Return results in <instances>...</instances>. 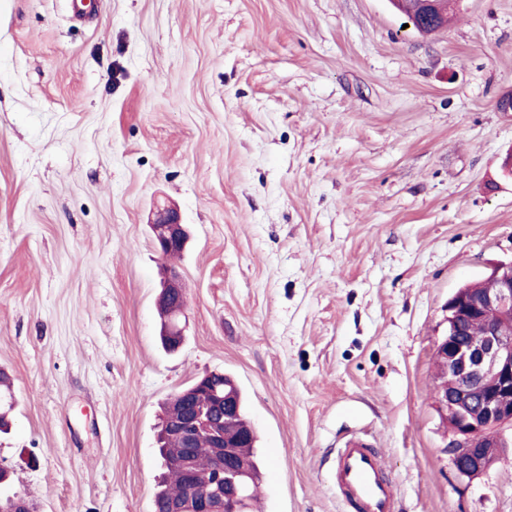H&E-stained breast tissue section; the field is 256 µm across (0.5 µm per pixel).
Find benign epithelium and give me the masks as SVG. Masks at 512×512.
<instances>
[{
    "label": "benign epithelium",
    "instance_id": "benign-epithelium-1",
    "mask_svg": "<svg viewBox=\"0 0 512 512\" xmlns=\"http://www.w3.org/2000/svg\"><path fill=\"white\" fill-rule=\"evenodd\" d=\"M406 18L418 20L414 30L429 26L448 12V0H388ZM161 254L184 249L188 233L173 208L155 214L150 224ZM486 287L474 292L457 289L448 299V331L435 345V357L449 385H436L435 404L448 425L453 467L461 478L474 480L488 470L487 461L509 447L504 430L512 428V261L501 263L483 279ZM163 292L179 298L184 289L174 269L166 272ZM475 321L484 325L478 338L469 336ZM212 374L173 396L178 413L167 421V432L178 437L183 454L171 461L187 484V493L171 501L166 512H245L250 474L237 466L241 439L225 434L234 415L231 398L211 389L215 405L200 406L193 399L199 388L210 389ZM205 437L214 448V464L206 475L197 473L192 450ZM481 447H473L474 442Z\"/></svg>",
    "mask_w": 512,
    "mask_h": 512
}]
</instances>
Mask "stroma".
Listing matches in <instances>:
<instances>
[{
  "label": "stroma",
  "mask_w": 512,
  "mask_h": 512,
  "mask_svg": "<svg viewBox=\"0 0 512 512\" xmlns=\"http://www.w3.org/2000/svg\"><path fill=\"white\" fill-rule=\"evenodd\" d=\"M68 2L0 0V494L153 512L161 406L213 371L257 432L262 512H348L351 438L398 512H512V449L458 477L434 403L449 297L512 260V0H456L431 35L387 0ZM154 240L159 252L162 255L174 256L184 249L188 233L184 224H180L178 213L174 208H167L158 211L150 224ZM173 252V253H171Z\"/></svg>",
  "instance_id": "obj_1"
}]
</instances>
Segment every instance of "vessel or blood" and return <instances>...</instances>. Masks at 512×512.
Returning <instances> with one entry per match:
<instances>
[{"instance_id": "b4317fda", "label": "vessel or blood", "mask_w": 512, "mask_h": 512, "mask_svg": "<svg viewBox=\"0 0 512 512\" xmlns=\"http://www.w3.org/2000/svg\"><path fill=\"white\" fill-rule=\"evenodd\" d=\"M330 481L351 512H397L383 460L363 440H348L337 450Z\"/></svg>"}]
</instances>
